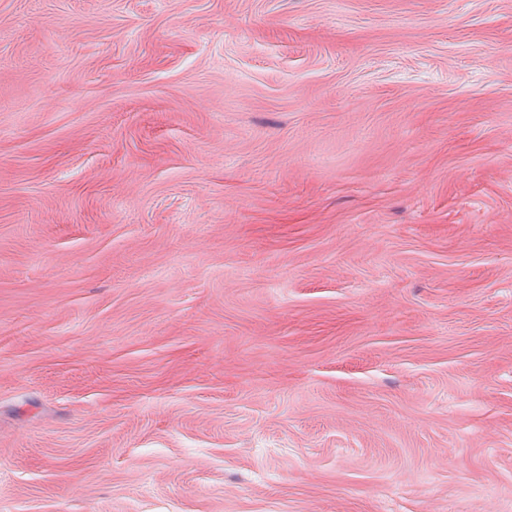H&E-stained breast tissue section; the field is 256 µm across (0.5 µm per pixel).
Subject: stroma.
<instances>
[{
    "instance_id": "obj_1",
    "label": "stroma",
    "mask_w": 512,
    "mask_h": 512,
    "mask_svg": "<svg viewBox=\"0 0 512 512\" xmlns=\"http://www.w3.org/2000/svg\"><path fill=\"white\" fill-rule=\"evenodd\" d=\"M0 512H512V0H0Z\"/></svg>"
}]
</instances>
